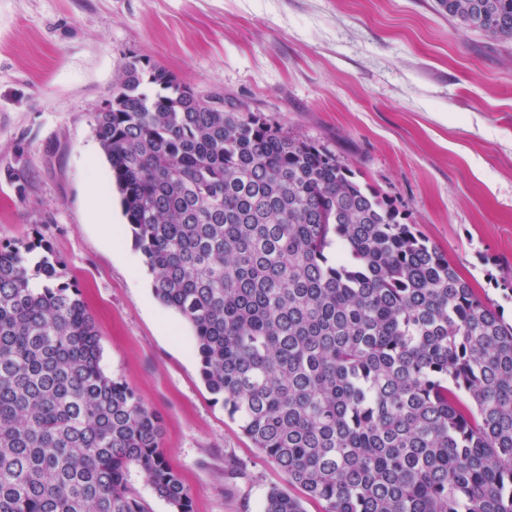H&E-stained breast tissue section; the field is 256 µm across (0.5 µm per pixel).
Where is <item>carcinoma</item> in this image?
I'll use <instances>...</instances> for the list:
<instances>
[{
  "label": "carcinoma",
  "mask_w": 512,
  "mask_h": 512,
  "mask_svg": "<svg viewBox=\"0 0 512 512\" xmlns=\"http://www.w3.org/2000/svg\"><path fill=\"white\" fill-rule=\"evenodd\" d=\"M512 41V0H437ZM93 115L155 297L285 475L263 512H512V324L320 142L148 61ZM40 236L0 241V512H192L161 421L101 367ZM128 482L130 487L138 492V494L147 502L151 512H172L170 506L154 494L145 475L137 466L130 467Z\"/></svg>",
  "instance_id": "carcinoma-1"
}]
</instances>
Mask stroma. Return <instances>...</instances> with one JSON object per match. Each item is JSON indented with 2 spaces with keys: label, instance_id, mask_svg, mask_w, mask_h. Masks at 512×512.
Listing matches in <instances>:
<instances>
[{
  "label": "stroma",
  "instance_id": "stroma-1",
  "mask_svg": "<svg viewBox=\"0 0 512 512\" xmlns=\"http://www.w3.org/2000/svg\"><path fill=\"white\" fill-rule=\"evenodd\" d=\"M135 58L326 145L512 322V42L436 0H0V240L49 242L193 512H262L286 478L213 403L93 130Z\"/></svg>",
  "mask_w": 512,
  "mask_h": 512
}]
</instances>
